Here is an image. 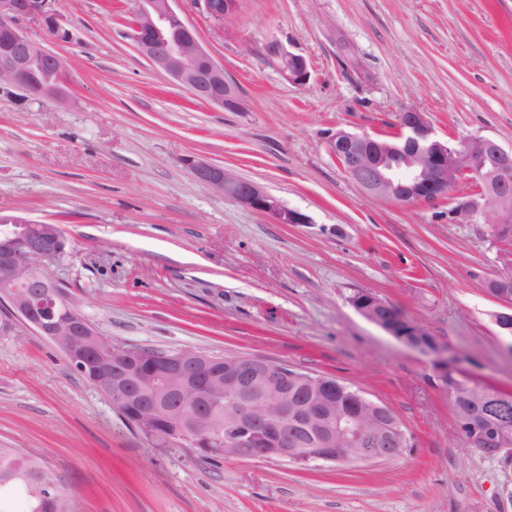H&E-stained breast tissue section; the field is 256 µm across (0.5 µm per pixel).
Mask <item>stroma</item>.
Masks as SVG:
<instances>
[{"mask_svg": "<svg viewBox=\"0 0 512 512\" xmlns=\"http://www.w3.org/2000/svg\"><path fill=\"white\" fill-rule=\"evenodd\" d=\"M66 96L0 93V213L59 225L55 269L113 344L246 355L336 378L387 405L411 435L399 457L300 465L213 457L146 434L48 339L0 329V447L58 478L74 512H512V468L466 448L429 358L350 304L363 291L512 392V349L484 290L499 248L457 217L463 181L434 204L363 191L327 144L423 113L442 141L512 149V0H240L216 24L176 11L247 109L193 98L129 36L131 0H61ZM283 42L311 78L262 53ZM260 184L308 218L276 224L198 183L186 156ZM266 59L276 64L289 83L304 86L310 80V71L307 60L298 54L290 52L278 40L267 41L263 46Z\"/></svg>", "mask_w": 512, "mask_h": 512, "instance_id": "stroma-1", "label": "stroma"}]
</instances>
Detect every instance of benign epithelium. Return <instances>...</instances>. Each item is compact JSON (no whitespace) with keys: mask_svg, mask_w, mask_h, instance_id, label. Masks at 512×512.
Returning <instances> with one entry per match:
<instances>
[{"mask_svg":"<svg viewBox=\"0 0 512 512\" xmlns=\"http://www.w3.org/2000/svg\"><path fill=\"white\" fill-rule=\"evenodd\" d=\"M131 38L154 67L201 101L245 111L236 84L200 45L197 33L173 9L174 0H132ZM212 21L235 15L238 0H195ZM60 0H0V91L26 89L31 75H44L39 96L64 97L65 60L43 49L29 28L36 24L48 41L67 42L60 22ZM289 83L310 80L307 60L278 40L263 46ZM398 132L384 139L366 132L338 129L330 147L345 173L364 191L404 204L435 203L462 180L477 192L458 202L465 215L481 214L502 241L512 226V150L488 137L466 136L450 145L439 140L417 111L397 114ZM195 179L216 193L276 224H305V215L284 207L257 183L193 156L184 159ZM68 240L55 224L22 216L0 222V298L9 318L49 339L85 378L125 411L146 433L189 443L206 455L271 459L306 464L373 463L404 452L400 434L382 429L388 407L361 390L321 375L297 371L251 356L219 360L194 350L156 353L109 342L64 294L53 268L67 253ZM488 294L504 311L494 316L501 335L512 338V290L500 280L485 282ZM368 321L409 349L431 358L436 378L445 383L447 368H460L455 352L442 345L432 351L411 340L420 325L395 316L394 307L360 292L350 299ZM348 396L347 408H334L336 393ZM474 414L461 425L481 439L477 448L488 458L512 465V398L488 393L474 400ZM224 410V427L215 412Z\"/></svg>","mask_w":512,"mask_h":512,"instance_id":"7a95c632","label":"benign epithelium"}]
</instances>
